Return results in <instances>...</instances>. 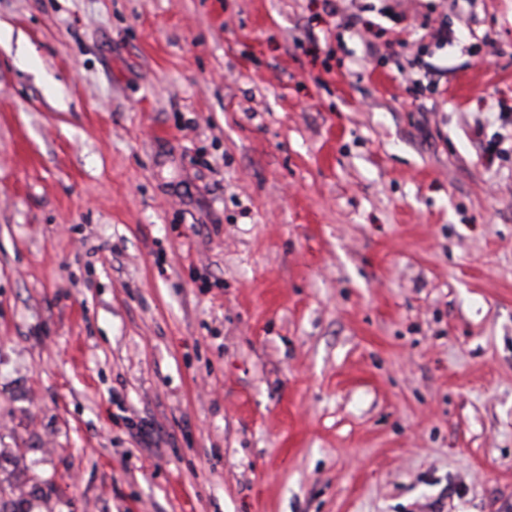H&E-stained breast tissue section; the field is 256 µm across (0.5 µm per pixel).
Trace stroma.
<instances>
[{"label": "stroma", "instance_id": "1", "mask_svg": "<svg viewBox=\"0 0 512 512\" xmlns=\"http://www.w3.org/2000/svg\"><path fill=\"white\" fill-rule=\"evenodd\" d=\"M335 5L0 0L31 512H512V0Z\"/></svg>", "mask_w": 512, "mask_h": 512}]
</instances>
